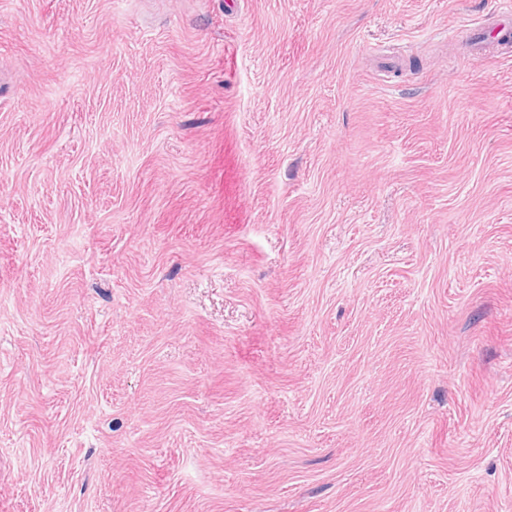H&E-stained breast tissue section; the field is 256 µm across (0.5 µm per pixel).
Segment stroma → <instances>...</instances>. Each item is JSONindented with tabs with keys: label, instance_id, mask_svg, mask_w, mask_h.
<instances>
[{
	"label": "stroma",
	"instance_id": "1",
	"mask_svg": "<svg viewBox=\"0 0 512 512\" xmlns=\"http://www.w3.org/2000/svg\"><path fill=\"white\" fill-rule=\"evenodd\" d=\"M500 0H0V512H512Z\"/></svg>",
	"mask_w": 512,
	"mask_h": 512
}]
</instances>
